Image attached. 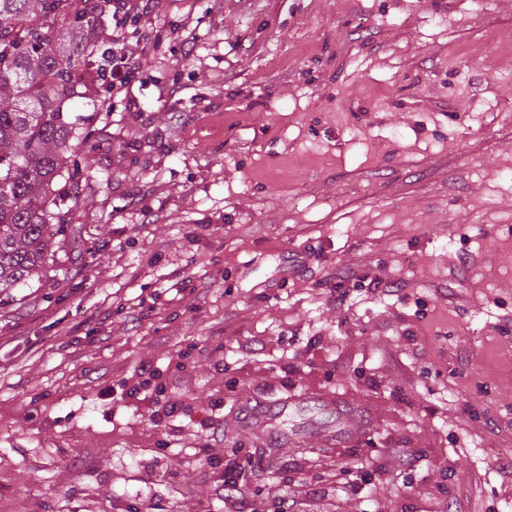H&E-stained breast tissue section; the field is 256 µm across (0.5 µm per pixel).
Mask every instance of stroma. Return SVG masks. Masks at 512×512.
<instances>
[{"instance_id": "1", "label": "stroma", "mask_w": 512, "mask_h": 512, "mask_svg": "<svg viewBox=\"0 0 512 512\" xmlns=\"http://www.w3.org/2000/svg\"><path fill=\"white\" fill-rule=\"evenodd\" d=\"M129 5L70 229L0 297V512H224L251 455L268 505L512 512V0Z\"/></svg>"}]
</instances>
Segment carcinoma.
I'll return each instance as SVG.
<instances>
[{
	"label": "carcinoma",
	"instance_id": "cac0c4a2",
	"mask_svg": "<svg viewBox=\"0 0 512 512\" xmlns=\"http://www.w3.org/2000/svg\"><path fill=\"white\" fill-rule=\"evenodd\" d=\"M112 0H0V295L38 279L54 235L68 227L64 197L88 174L79 146L95 133L77 99L112 90Z\"/></svg>",
	"mask_w": 512,
	"mask_h": 512
}]
</instances>
